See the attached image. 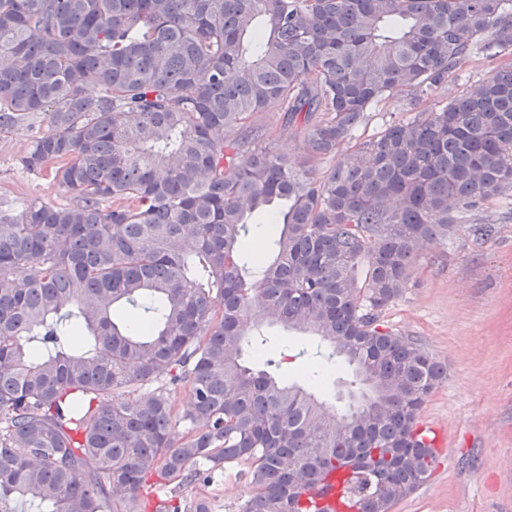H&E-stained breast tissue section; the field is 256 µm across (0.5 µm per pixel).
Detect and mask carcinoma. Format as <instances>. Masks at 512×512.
<instances>
[{"label": "carcinoma", "mask_w": 512, "mask_h": 512, "mask_svg": "<svg viewBox=\"0 0 512 512\" xmlns=\"http://www.w3.org/2000/svg\"><path fill=\"white\" fill-rule=\"evenodd\" d=\"M479 52L512 55V0H0V133L28 132L23 169L56 164L71 196L0 201V512H143L148 478L206 485L232 461L249 464L243 512H295L345 464L362 512L424 483L418 415L446 368L379 317L453 213L512 191V61L354 138ZM271 124L303 159L275 152ZM258 211L275 251L250 272ZM263 324L336 359L305 387L247 367ZM340 359L358 386L342 417L322 389ZM159 512L210 510L172 495ZM508 55L503 57L488 58L478 53L472 56L463 64L458 78L448 79L447 85L439 89L430 99L421 102L417 109L410 112V106L406 98L394 97L381 103L375 110L369 112L366 122L360 127L356 136L359 140H368L378 136L385 125L395 119H409L416 111L432 107L435 103L444 105L450 98L459 94L467 85L475 80L483 78L499 63L508 59Z\"/></svg>", "instance_id": "cac0c4a2"}]
</instances>
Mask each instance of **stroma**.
<instances>
[{
	"instance_id": "35a3bbf8",
	"label": "stroma",
	"mask_w": 512,
	"mask_h": 512,
	"mask_svg": "<svg viewBox=\"0 0 512 512\" xmlns=\"http://www.w3.org/2000/svg\"><path fill=\"white\" fill-rule=\"evenodd\" d=\"M499 63L483 54L463 64L432 98L443 105ZM24 131L0 133V198L13 204L37 198L70 200L51 169L24 171L18 163ZM448 241L417 250L407 288L385 307L380 321L420 340L448 367V378L422 405L419 418L433 428L438 459L431 477L393 512H512V194L458 216ZM494 225L488 241L471 225ZM279 353V374L306 383L318 338L279 327L264 330ZM252 493L243 463L227 465L208 485L181 486L178 494L209 498L211 512H242Z\"/></svg>"
}]
</instances>
